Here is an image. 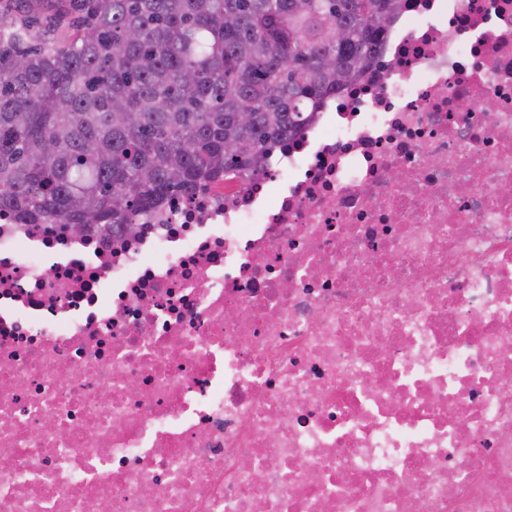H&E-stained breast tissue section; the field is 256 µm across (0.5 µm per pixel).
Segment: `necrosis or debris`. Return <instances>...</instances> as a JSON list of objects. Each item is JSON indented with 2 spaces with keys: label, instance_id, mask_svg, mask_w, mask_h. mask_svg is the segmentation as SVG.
Here are the masks:
<instances>
[{
  "label": "necrosis or debris",
  "instance_id": "obj_1",
  "mask_svg": "<svg viewBox=\"0 0 512 512\" xmlns=\"http://www.w3.org/2000/svg\"><path fill=\"white\" fill-rule=\"evenodd\" d=\"M135 236L0 211V512H512V0Z\"/></svg>",
  "mask_w": 512,
  "mask_h": 512
}]
</instances>
